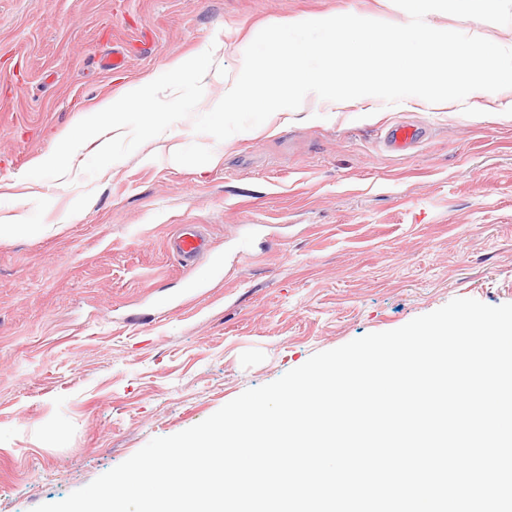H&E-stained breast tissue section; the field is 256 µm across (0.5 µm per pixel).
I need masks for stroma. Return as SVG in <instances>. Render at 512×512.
Instances as JSON below:
<instances>
[{
  "label": "stroma",
  "mask_w": 512,
  "mask_h": 512,
  "mask_svg": "<svg viewBox=\"0 0 512 512\" xmlns=\"http://www.w3.org/2000/svg\"><path fill=\"white\" fill-rule=\"evenodd\" d=\"M393 0H0V512L63 500L151 439L202 422L312 355L456 298L512 303V89L464 101L362 97L216 141L192 119L96 177L27 178L88 113L143 79L265 27ZM512 46V25L426 15ZM125 51L122 71L100 59ZM422 137L405 154L385 132ZM203 227L194 269L168 248ZM219 273H212L214 259ZM201 287L189 292V279ZM421 132L413 125L398 124L391 127L386 142L394 152L402 153L420 140Z\"/></svg>",
  "instance_id": "1"
}]
</instances>
